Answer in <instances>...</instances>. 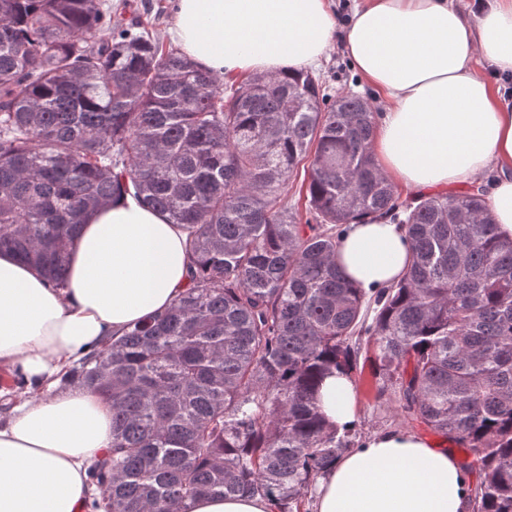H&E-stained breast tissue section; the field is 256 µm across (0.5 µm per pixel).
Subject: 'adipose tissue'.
Instances as JSON below:
<instances>
[{
  "instance_id": "1",
  "label": "adipose tissue",
  "mask_w": 512,
  "mask_h": 512,
  "mask_svg": "<svg viewBox=\"0 0 512 512\" xmlns=\"http://www.w3.org/2000/svg\"><path fill=\"white\" fill-rule=\"evenodd\" d=\"M170 40L216 77L275 76L343 49L380 106L372 152L393 186L417 197L481 183L499 232L512 237V0H358L339 21L332 0H174ZM403 225H350L336 261L366 293L399 281ZM186 234L133 197L91 211L69 248L67 286L0 253V365L25 401L0 423V512H84L87 476L112 446V409L58 389L64 366L163 311L188 285ZM328 419L357 421L350 378L320 388ZM472 482L453 449L402 427L365 437L318 479L314 512H469ZM184 512H268L258 496L198 497Z\"/></svg>"
}]
</instances>
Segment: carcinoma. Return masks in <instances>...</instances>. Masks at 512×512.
I'll return each mask as SVG.
<instances>
[{
  "mask_svg": "<svg viewBox=\"0 0 512 512\" xmlns=\"http://www.w3.org/2000/svg\"><path fill=\"white\" fill-rule=\"evenodd\" d=\"M375 121L309 71L226 95L106 0H0V252L62 288L88 212L125 194L188 232L185 292L60 377L112 408L96 512L235 494L301 512L355 445L317 400L327 374L356 371L355 336L379 393L464 449L471 512H512V239L480 186L400 199ZM304 161L305 219L286 193ZM369 216L406 225L411 250L370 297L335 259Z\"/></svg>",
  "mask_w": 512,
  "mask_h": 512,
  "instance_id": "obj_1",
  "label": "carcinoma"
}]
</instances>
